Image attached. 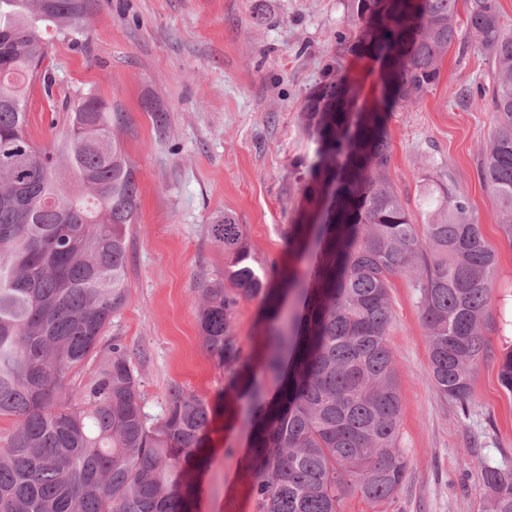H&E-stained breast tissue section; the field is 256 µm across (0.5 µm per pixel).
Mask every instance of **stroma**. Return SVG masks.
Wrapping results in <instances>:
<instances>
[{"label": "stroma", "instance_id": "1", "mask_svg": "<svg viewBox=\"0 0 512 512\" xmlns=\"http://www.w3.org/2000/svg\"><path fill=\"white\" fill-rule=\"evenodd\" d=\"M343 0H103L84 41H55L48 58L53 98L29 87V132L51 146L67 108L95 90L122 112L115 134L136 166L138 222L130 231L128 294L105 328L98 353L76 381L87 384L112 344H120L151 419L163 416L171 386L204 394L213 412L206 461L194 473L195 512H256L245 477L250 455L247 405L226 392L224 370L198 325L196 282L223 270L211 226L233 214L258 266L288 264L289 224L302 201L295 167L308 137L301 114L336 53ZM490 56L469 32L445 56L439 82L414 107L389 116L388 173L414 223L429 165L449 172L467 195L487 244L498 255L494 297L483 334L490 350L466 403L441 396L430 371L417 292L394 277L388 340L400 397L399 446L407 469L397 494L375 503L348 493L341 512H484L485 464L512 469V392L499 380L512 350V243L478 177L495 117L489 100L465 108L452 93L488 83ZM380 65L347 57L345 75L371 104ZM168 114L155 130L150 106ZM259 300L241 302L234 333L245 357L262 343Z\"/></svg>", "mask_w": 512, "mask_h": 512}]
</instances>
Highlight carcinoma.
I'll return each mask as SVG.
<instances>
[{"mask_svg":"<svg viewBox=\"0 0 512 512\" xmlns=\"http://www.w3.org/2000/svg\"><path fill=\"white\" fill-rule=\"evenodd\" d=\"M101 0H0V417L16 421L0 446V512H194L192 469L210 422L205 396L170 389L152 422L123 348L112 344L84 386L73 376L98 348L127 300L129 232L136 223V168L114 134L121 113L89 91L68 109L51 149L29 134V85L47 98L44 62L54 34L71 42ZM349 26L305 112L309 151L301 219L288 247L301 275L259 269L232 215L211 226L224 270L196 288L207 350L247 400L254 452L246 465L257 512H340L357 491L384 501L407 461L398 448L400 398L388 343L391 278L418 294L438 392L467 400L488 343L482 333L497 255L469 198L446 172L424 178V224L412 223L388 176L387 116L437 84L459 40L456 0H345ZM467 27L495 63V130L479 177L512 243V31L498 0H467ZM370 56L382 88L352 111L346 55ZM481 85L453 92L475 102ZM261 298L259 371L233 333L235 311ZM500 381L512 392V351ZM486 512H512V470L487 465Z\"/></svg>","mask_w":512,"mask_h":512,"instance_id":"obj_1","label":"carcinoma"}]
</instances>
